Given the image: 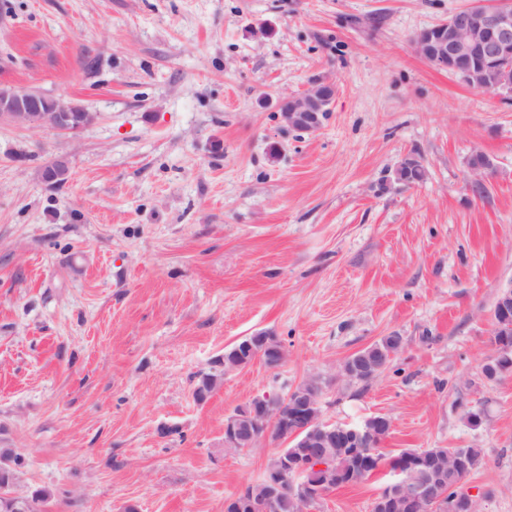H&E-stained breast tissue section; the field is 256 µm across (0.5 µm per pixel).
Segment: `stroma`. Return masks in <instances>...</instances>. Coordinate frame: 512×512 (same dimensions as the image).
Here are the masks:
<instances>
[{
  "label": "stroma",
  "instance_id": "1",
  "mask_svg": "<svg viewBox=\"0 0 512 512\" xmlns=\"http://www.w3.org/2000/svg\"><path fill=\"white\" fill-rule=\"evenodd\" d=\"M473 2L0 0V85L96 115L0 124V447L43 512H224L280 450L225 451V418L311 375L326 421L392 420L386 454L482 448L465 485L512 512V374L482 376L512 287V101L411 42ZM318 81L337 86L318 130L289 127L281 98ZM410 155L425 177L402 186ZM260 332L285 362L225 372ZM393 334L376 380H339ZM385 481L312 512H370Z\"/></svg>",
  "mask_w": 512,
  "mask_h": 512
}]
</instances>
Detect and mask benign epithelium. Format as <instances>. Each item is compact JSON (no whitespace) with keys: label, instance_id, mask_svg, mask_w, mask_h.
Listing matches in <instances>:
<instances>
[{"label":"benign epithelium","instance_id":"7a95c632","mask_svg":"<svg viewBox=\"0 0 512 512\" xmlns=\"http://www.w3.org/2000/svg\"><path fill=\"white\" fill-rule=\"evenodd\" d=\"M413 45L429 64L448 70L468 85L499 97L512 96V66L506 64L512 57V0H494L490 6L460 10L448 20L419 31ZM335 94L334 83L319 82L302 95L285 96L282 101L289 103L291 109L282 113L283 119L292 128L313 132L319 127L320 114L328 111ZM94 119V113L78 104L46 99L32 90L0 86L1 123L75 131ZM468 169L476 183L494 173L488 160L472 163ZM68 177V163L62 157L55 158L42 170L43 180L51 187L65 183ZM510 315L511 289L499 294L493 309L495 317ZM384 367L382 361L364 363L355 373L344 366L340 377L349 381L357 374L371 381ZM321 393L320 387L300 383L284 397L283 409L262 402L241 410L235 418L229 416L224 420L226 452L253 447L258 432L263 433L264 440L278 444L301 436L302 447L315 449L304 456L278 455L277 465L265 477L268 502L289 492L299 494L308 502L327 495L329 489L308 484L307 476L313 470L325 468L322 461L327 459V449L336 447V437H343L354 454L369 459L371 442L378 438L375 429L386 432L392 429V421L385 416L371 417L361 426H332L323 419ZM433 469L435 478L424 481L417 477L412 462L388 468L392 480L374 499L371 512H427L440 504L446 512H478L476 496L460 488L448 503H443V496L439 495L443 464L436 462ZM234 506L239 512H253L259 504L246 487L225 503V512Z\"/></svg>","mask_w":512,"mask_h":512}]
</instances>
